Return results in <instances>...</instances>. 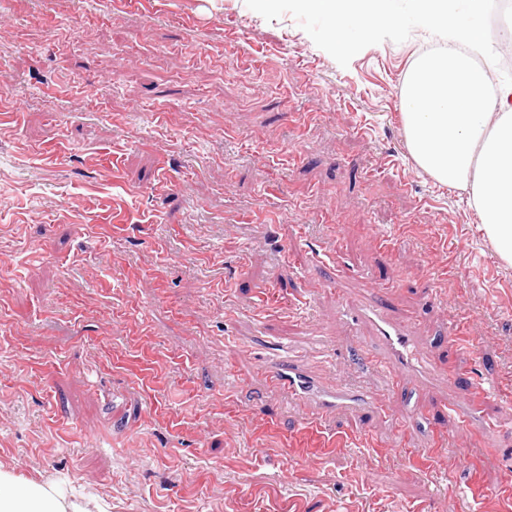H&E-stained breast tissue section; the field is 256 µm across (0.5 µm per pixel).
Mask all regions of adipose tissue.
<instances>
[{"label":"adipose tissue","mask_w":512,"mask_h":512,"mask_svg":"<svg viewBox=\"0 0 512 512\" xmlns=\"http://www.w3.org/2000/svg\"><path fill=\"white\" fill-rule=\"evenodd\" d=\"M311 38L348 49L392 29L435 35L402 94L413 159L467 189L497 255L512 264V82L490 89L474 61L489 35V0H298ZM0 512H84L35 483L0 473Z\"/></svg>","instance_id":"adipose-tissue-1"}]
</instances>
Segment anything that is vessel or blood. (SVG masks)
Returning <instances> with one entry per match:
<instances>
[{"instance_id":"1","label":"vessel or blood","mask_w":512,"mask_h":512,"mask_svg":"<svg viewBox=\"0 0 512 512\" xmlns=\"http://www.w3.org/2000/svg\"><path fill=\"white\" fill-rule=\"evenodd\" d=\"M384 297L383 290H372L364 300L349 304L347 312L350 316H360L372 322L390 362L407 373L429 375L432 371L431 364L413 342L408 331L387 320L384 314ZM263 368L274 385L289 396L302 397L311 404V420H320L333 410L340 396L339 391L327 390L319 379L307 374L297 362L285 363L267 358L263 361Z\"/></svg>"}]
</instances>
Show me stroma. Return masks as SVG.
<instances>
[{
    "label": "stroma",
    "instance_id": "obj_1",
    "mask_svg": "<svg viewBox=\"0 0 512 512\" xmlns=\"http://www.w3.org/2000/svg\"><path fill=\"white\" fill-rule=\"evenodd\" d=\"M420 43L0 0V472L86 512H512V265L409 153ZM377 287L432 378L345 315ZM265 342L354 401L310 423Z\"/></svg>",
    "mask_w": 512,
    "mask_h": 512
}]
</instances>
